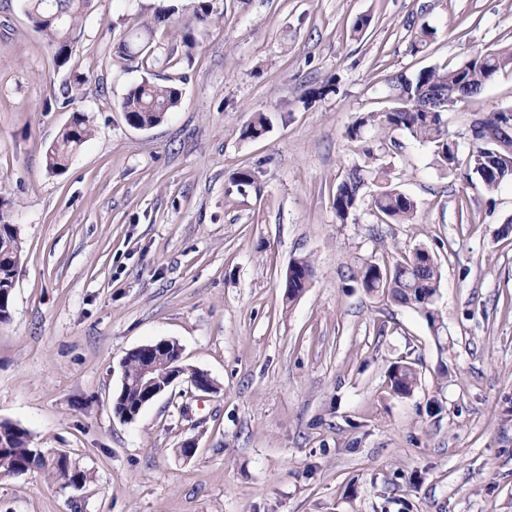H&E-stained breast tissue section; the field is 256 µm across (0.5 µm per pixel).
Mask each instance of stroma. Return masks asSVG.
Instances as JSON below:
<instances>
[{"mask_svg": "<svg viewBox=\"0 0 512 512\" xmlns=\"http://www.w3.org/2000/svg\"><path fill=\"white\" fill-rule=\"evenodd\" d=\"M211 2L179 109L140 130L120 110L140 74L106 53L132 18L188 0H91L62 67L20 0H0V191L24 254L0 323V420L92 474L78 491L0 477V512H512V181L488 197L466 176L471 127L512 107V70L448 111L455 173L404 135L380 157L413 223L333 209L345 173L370 165L346 129L390 107L385 78L512 45V0ZM424 23L434 38L412 52ZM76 72L88 81L67 105ZM329 78L337 92L315 95ZM77 110L95 134L48 172ZM256 112L268 133L241 139ZM421 247L441 272L438 335L346 276ZM300 257L312 284L290 303ZM162 340L218 392L180 380L120 421L122 361ZM407 361L420 384L400 397L388 371Z\"/></svg>", "mask_w": 512, "mask_h": 512, "instance_id": "1", "label": "stroma"}]
</instances>
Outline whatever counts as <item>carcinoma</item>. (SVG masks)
I'll list each match as a JSON object with an SVG mask.
<instances>
[{
  "instance_id": "carcinoma-1",
  "label": "carcinoma",
  "mask_w": 512,
  "mask_h": 512,
  "mask_svg": "<svg viewBox=\"0 0 512 512\" xmlns=\"http://www.w3.org/2000/svg\"><path fill=\"white\" fill-rule=\"evenodd\" d=\"M91 0H23L28 18L54 50L57 66L66 65L71 57L74 41L81 33ZM189 16L173 18L156 15L150 20L137 18L126 34L109 50V62L128 70L142 71L146 77L133 84L122 98L120 110L126 122L135 128H151L162 123L176 111L183 96L182 77L177 69L181 58L174 49H165L157 39L159 28L170 36L181 38L184 52L189 54L197 45V35L208 25L213 7L210 0H192ZM433 29L421 25L411 36V50L419 52L429 46ZM171 71L159 83L150 78L158 65ZM512 69V45L491 51L472 53L463 63L451 68L427 67L413 76L400 73L385 79L394 98V106L381 112H364L355 117L346 129L351 140L369 143L364 149L369 159H377L375 151L395 145V133L404 132L420 144L432 147L437 166L453 173L458 164V143L448 135L445 114L448 99L466 90L471 97L479 93L503 70ZM512 123V108L490 113L472 128L473 149L469 170L478 178L479 187L492 194L500 185L512 179V138L488 140L486 129L500 123ZM270 119L262 112L241 129L244 139L262 138L269 129ZM94 133L89 117L76 111L70 122L46 150V167L53 173L64 171L73 157ZM365 186L363 170L355 167L346 174L336 188L333 208L336 217L344 222L363 204ZM11 201L0 194V322L10 319V307L18 270L22 264V246L17 230L8 220ZM370 209L385 224L411 223L416 218L417 204L406 193L383 184L371 195ZM292 275L286 277V299H297L310 286L312 266L305 258L290 263ZM351 276L369 293H383L406 305L425 319L434 334L442 328V318L436 308L441 273L432 254L417 248L405 258L392 264L379 265L363 262L351 269ZM392 391L410 395L418 385V373L411 363L393 365L388 372ZM143 394L137 389L119 392L113 402L114 413L134 411ZM17 477L41 472L60 481H77L86 485L90 473L77 467L71 459L60 461L47 448L35 447L28 430L4 420L0 422V471Z\"/></svg>"
}]
</instances>
